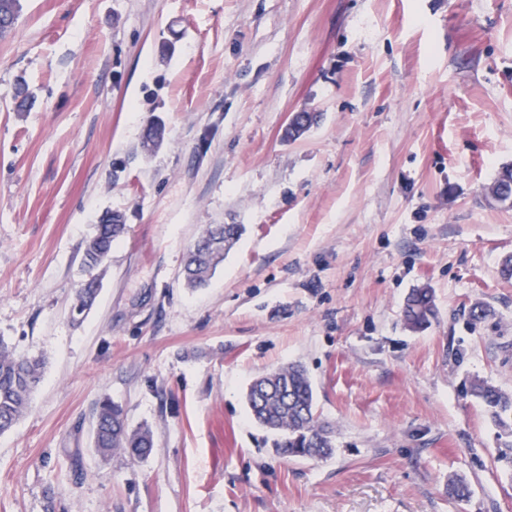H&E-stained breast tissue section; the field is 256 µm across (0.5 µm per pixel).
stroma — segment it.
Returning a JSON list of instances; mask_svg holds the SVG:
<instances>
[{
  "label": "stroma",
  "instance_id": "obj_1",
  "mask_svg": "<svg viewBox=\"0 0 512 512\" xmlns=\"http://www.w3.org/2000/svg\"><path fill=\"white\" fill-rule=\"evenodd\" d=\"M21 5L0 35V339L45 365L0 435V512H512L505 438L465 391H512V207L489 195L512 166V0ZM298 112L321 119L286 140ZM108 211L127 231L91 270ZM211 224L245 231L191 289ZM418 286L438 318L413 332ZM291 363L329 458L278 456L250 415L249 383ZM106 397L151 427L148 457L97 456ZM99 287V282L96 279H90L78 288L70 306L72 308L71 314L83 318L95 304L100 290ZM433 291L426 286L413 288L403 305V320L406 328L418 332L426 329L436 317Z\"/></svg>",
  "mask_w": 512,
  "mask_h": 512
}]
</instances>
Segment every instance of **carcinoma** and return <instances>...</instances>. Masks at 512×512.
<instances>
[{
  "label": "carcinoma",
  "mask_w": 512,
  "mask_h": 512,
  "mask_svg": "<svg viewBox=\"0 0 512 512\" xmlns=\"http://www.w3.org/2000/svg\"><path fill=\"white\" fill-rule=\"evenodd\" d=\"M166 128L161 121L151 122L142 147L150 153L162 145ZM111 223L100 222L95 233L85 241L83 262L89 268L101 265L114 243L125 230L123 215L109 213ZM243 233L241 224L210 225L199 235L191 248L184 270L188 286L206 282L213 269L223 260ZM99 282L90 279L77 289L71 304V314L85 315L95 304ZM432 289L422 286L412 289L403 305V320L412 332L426 329L436 317ZM41 363L37 359L15 356L0 339V434L13 429L30 406L33 390L40 377ZM469 392L478 399L491 421L512 437V392H506L483 378L470 382ZM247 404L251 415L262 427L279 435L274 443L276 452L284 458H325L332 454L333 444L328 426L319 421L315 396L306 371L290 364L262 375L249 385ZM93 442L97 455L106 460L121 451L130 458L147 457L154 446V434L149 426L128 427L121 407L110 399L101 400L93 416ZM448 493L457 499L471 494L468 482L462 478L448 480Z\"/></svg>",
  "instance_id": "1"
}]
</instances>
